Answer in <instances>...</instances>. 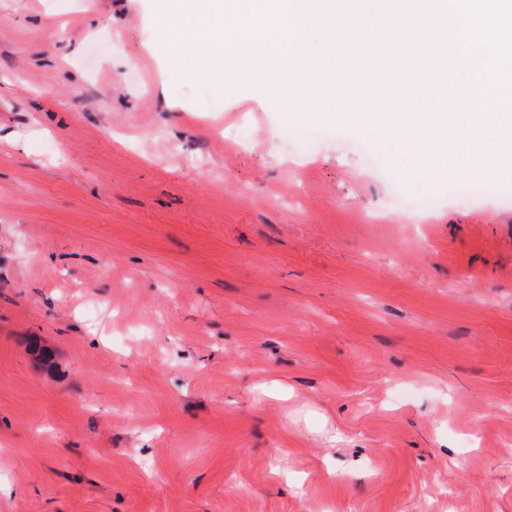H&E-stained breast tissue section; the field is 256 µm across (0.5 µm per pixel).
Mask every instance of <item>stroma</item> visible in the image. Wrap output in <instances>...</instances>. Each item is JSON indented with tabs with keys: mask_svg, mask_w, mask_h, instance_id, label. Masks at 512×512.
Listing matches in <instances>:
<instances>
[{
	"mask_svg": "<svg viewBox=\"0 0 512 512\" xmlns=\"http://www.w3.org/2000/svg\"><path fill=\"white\" fill-rule=\"evenodd\" d=\"M154 19L0 0V512H512V191L402 209Z\"/></svg>",
	"mask_w": 512,
	"mask_h": 512,
	"instance_id": "obj_1",
	"label": "stroma"
}]
</instances>
